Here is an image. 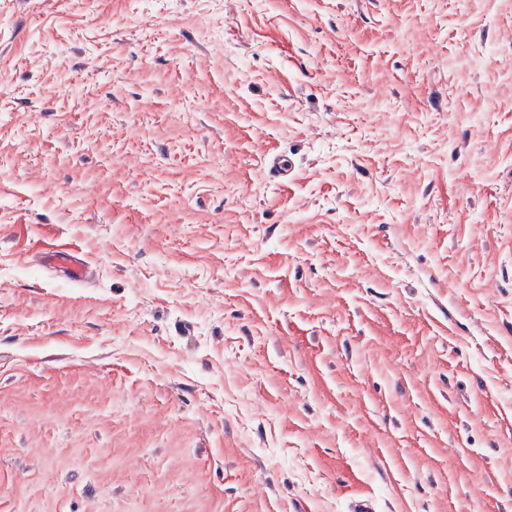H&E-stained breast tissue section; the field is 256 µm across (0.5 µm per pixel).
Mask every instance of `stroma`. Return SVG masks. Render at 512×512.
<instances>
[{"label": "stroma", "instance_id": "1", "mask_svg": "<svg viewBox=\"0 0 512 512\" xmlns=\"http://www.w3.org/2000/svg\"><path fill=\"white\" fill-rule=\"evenodd\" d=\"M362 498L512 512V0H0V512ZM43 261L46 265L59 269L72 281H83L88 271L86 262L73 250L59 249L48 252Z\"/></svg>", "mask_w": 512, "mask_h": 512}]
</instances>
